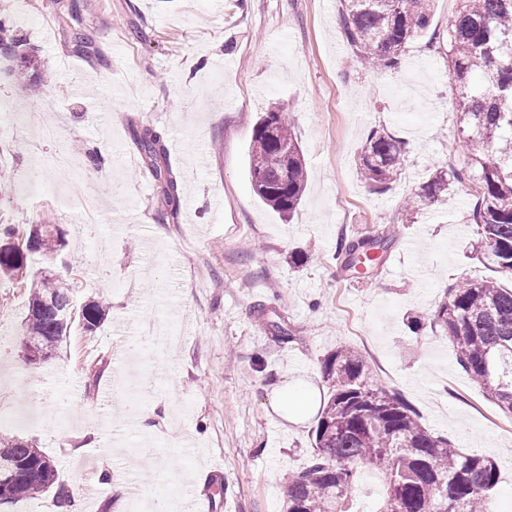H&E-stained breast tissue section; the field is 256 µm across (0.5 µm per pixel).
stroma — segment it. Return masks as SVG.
Here are the masks:
<instances>
[{"label":"stroma","mask_w":512,"mask_h":512,"mask_svg":"<svg viewBox=\"0 0 512 512\" xmlns=\"http://www.w3.org/2000/svg\"><path fill=\"white\" fill-rule=\"evenodd\" d=\"M72 0H0L27 44L26 82L0 57V224H54L65 245L28 256L30 278L49 273L74 304L111 302L94 333L72 327L53 359L22 356L27 295L0 280V432L43 449L78 488L79 512H196L220 485L228 512H283L288 477L306 466L325 384L322 362L348 345L435 433L496 460L495 497L512 512V430L459 366L429 321L463 278L492 276L476 250L474 197L449 190L393 223L404 197L438 166L463 160L448 93V23L456 0H436L400 68L365 69L350 49L338 0H97L71 19ZM86 52L73 50V32ZM42 86L32 100L30 85ZM290 115L308 180L292 220L262 203L249 176L258 119ZM57 128L39 141L33 127ZM164 130L165 161L191 219L169 217L152 161L132 132ZM406 143L389 190L362 180L357 153L371 128ZM105 153L108 180L86 153ZM65 154L66 169L37 159ZM100 214L83 221L86 207ZM392 236L381 270L343 266L340 238ZM99 360L110 405L84 397L85 363ZM303 387L312 408L284 417L278 392ZM139 407L142 422L121 409ZM122 472L125 494L102 474Z\"/></svg>","instance_id":"1"}]
</instances>
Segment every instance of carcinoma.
Masks as SVG:
<instances>
[{"label":"carcinoma","mask_w":512,"mask_h":512,"mask_svg":"<svg viewBox=\"0 0 512 512\" xmlns=\"http://www.w3.org/2000/svg\"><path fill=\"white\" fill-rule=\"evenodd\" d=\"M433 0H339L348 44L375 72L395 70L407 45L429 25ZM448 27V68L452 105L467 146L463 166L435 169L405 201L410 214L437 201L455 184L476 192L473 220L485 261L512 278V0H458ZM21 37L0 17V47L16 57ZM138 149L155 161V181L179 207L180 189L170 169L165 133L146 127L134 132ZM288 153V179L274 190L254 188L276 211L292 215L303 199L307 171L290 117L281 107L263 115L249 150L251 179L272 169ZM405 142L372 130L358 153L361 176L381 193L405 158ZM63 232L51 224H0V277L26 273L28 254L52 257ZM391 240L382 235L341 240L345 268L381 262ZM100 297L81 306L82 329L93 333L109 311ZM70 284L44 277L31 284L24 335L31 349L47 360L55 356L72 325ZM432 324L450 340L457 361L484 396L512 416V287L493 278L464 279L448 290ZM326 393L312 431L314 452L305 468L288 477L285 512H359L355 487L362 470L385 477L376 512H486L497 510V462L456 449L425 427L402 395L374 377L366 358L341 346L322 362ZM0 506L42 493L53 496L57 512H73V487L59 479L52 457L32 444L0 434Z\"/></svg>","instance_id":"1"}]
</instances>
